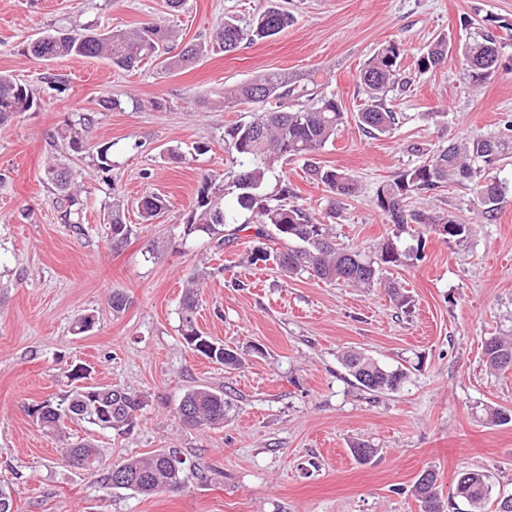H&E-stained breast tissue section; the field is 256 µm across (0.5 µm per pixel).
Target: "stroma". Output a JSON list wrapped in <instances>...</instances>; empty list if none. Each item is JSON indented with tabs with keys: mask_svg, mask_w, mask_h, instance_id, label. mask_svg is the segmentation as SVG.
<instances>
[{
	"mask_svg": "<svg viewBox=\"0 0 512 512\" xmlns=\"http://www.w3.org/2000/svg\"><path fill=\"white\" fill-rule=\"evenodd\" d=\"M268 2L183 0L173 14L167 0H0V72L43 100L0 129V486L11 492L12 512H421L412 487L427 469L450 495L445 512H467L451 494L466 470L488 475L492 499L512 496V422L488 418L492 408L512 412V371L490 369L484 355L486 339L512 334V157L489 172L506 194L494 221L483 220L472 192L458 185L408 200L411 211L467 224L461 239L387 223L375 205L382 182L448 142L497 136L512 116L510 46L478 86L453 54L436 71H414L418 50L437 38L463 44L488 15L512 23V0H282L292 27L176 71L155 62L133 71L103 59L39 62L25 53L44 33L129 31L154 19L173 21L180 43H206L225 15L246 18ZM463 16L471 27H461ZM390 41L401 43L402 65L414 77L387 97L398 125L372 136L357 119L364 102L357 74ZM273 70L315 76L347 114L315 155L358 183L333 226L337 243L371 258L387 239L420 248V258L389 268L386 284L287 279L275 265H251L254 235L234 224L225 225L233 243L221 250L207 236L185 235L201 176L222 177L235 154L225 131L254 117L248 104L225 109V87ZM50 75L56 84L47 83ZM105 97L121 108L101 107ZM71 127L84 137L82 154L57 146ZM200 143L208 152L196 153ZM173 147L180 158L170 156ZM103 148L108 171L99 166ZM58 162L80 190L78 229L64 223L46 174ZM275 172L299 203L326 214L329 196L302 161L277 163ZM153 194L169 209L147 223L138 204ZM116 202L132 227L117 250L109 230ZM194 277L202 283L196 325L244 350L238 370L197 356L181 336L180 302ZM391 283L407 292L409 307L395 306ZM116 293L127 300L118 312ZM82 316L94 324L79 333ZM350 349L409 368V381L395 393L363 391L340 362ZM83 368L89 384L143 400L132 431L75 419L58 433L32 421L28 407L63 398L71 373ZM199 386L230 397L222 425L180 421L184 394ZM76 442L99 448L107 466L174 449L192 469L174 492L115 489L65 461ZM355 443L376 448L370 463L353 459Z\"/></svg>",
	"mask_w": 512,
	"mask_h": 512,
	"instance_id": "obj_1",
	"label": "stroma"
}]
</instances>
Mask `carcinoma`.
Masks as SVG:
<instances>
[{"label":"carcinoma","mask_w":512,"mask_h":512,"mask_svg":"<svg viewBox=\"0 0 512 512\" xmlns=\"http://www.w3.org/2000/svg\"><path fill=\"white\" fill-rule=\"evenodd\" d=\"M271 5L245 20L233 16L224 18L222 26L214 33V41L224 52L235 51L243 43L272 38L294 22L288 10L270 0ZM512 31L495 17L484 19L480 33L468 43L470 54L477 60L486 52L494 51V63L487 68L467 67L474 83H482L496 73L504 42L498 30ZM176 37V30L169 24L149 22L143 27L127 32H58L48 38L29 43L27 53L34 58L54 60L66 57L104 58L123 70H132L142 62L164 57L169 69H181L192 65L205 52L206 47L189 43L174 55H169L168 43ZM404 49L396 42L382 46L368 58L359 70L358 85L365 94V103L358 113L361 127L372 135L385 134L398 124L397 113L385 106L388 92L411 84V77L402 69ZM448 62V42L440 38L424 47L416 59L419 73L435 71ZM249 103L259 106L252 121L231 127L227 135L232 140L236 157L224 170L222 181L209 175L201 178L195 205L185 224L184 234L200 233L224 245V225H256L254 235L260 240L254 246L249 262L274 260L284 276L308 273L320 280L344 281L357 288H371L384 281L386 268L410 256L392 241L381 244L378 260L367 259L358 251L339 247L329 225L317 219L304 205L292 200L294 193L288 182L277 186L276 192L267 193L265 187L272 165L278 160L307 158L336 138L345 122V112L336 98L323 94L315 77L301 82L278 71H268L252 81L224 90V108L231 109ZM41 107V99L27 84H22L8 74L0 73V127H4L19 112ZM512 155V120L504 121V133L498 137H473L460 143H450L432 153L422 164L406 170L380 184L376 190L377 208L389 223L403 227L419 224L434 230L446 239L462 238L467 225L452 216L410 212L406 200L414 194H425L443 184L462 185L474 193V201L482 217L491 221L505 200L502 184L485 177L502 157ZM308 173L323 185L331 195L328 217L336 218V205L354 197L357 182L350 174L325 168L313 162L306 164ZM48 174L61 192L65 193L66 209L63 220L67 224H80L83 203L79 192L73 189L71 170L64 164L49 167ZM231 183L239 190L238 210L224 209V186ZM142 217L150 221L168 210L167 201L157 195L147 196L140 202ZM112 244L121 245L132 234L131 226L123 221L120 209L112 208L110 222ZM275 237L295 241L297 246L284 251H270L261 240ZM198 282L191 281L186 289L180 309L181 335L187 346L205 359L234 370L242 365L239 353L223 342L203 335L196 327L195 310ZM484 354L494 370L512 369V338L492 336L485 341ZM342 363L349 375L362 390L369 393H393L409 380L404 369H389L365 354L348 350L342 355ZM94 396L86 397L81 387H74L66 397L50 401V408L41 412L36 423L43 428L58 430L67 419H79L100 426L107 409H112L110 431L126 433L135 425V412L143 407V401L135 394L118 386H95ZM181 408L190 413L181 415L184 423L193 427H212L224 423L230 408L224 391L209 387H197L188 391ZM66 457L73 466L94 474L102 467L98 449L80 444L66 450ZM185 460L175 450H159L147 457H131L119 463L128 475L138 482L116 484L114 468L107 470L105 481L143 495L163 491H175L184 482ZM413 492L421 503L422 512H445L441 500L437 476L425 470L418 476ZM492 487L487 476L480 471L460 474L454 495L465 499L471 512H486L491 499Z\"/></svg>","instance_id":"obj_1"}]
</instances>
